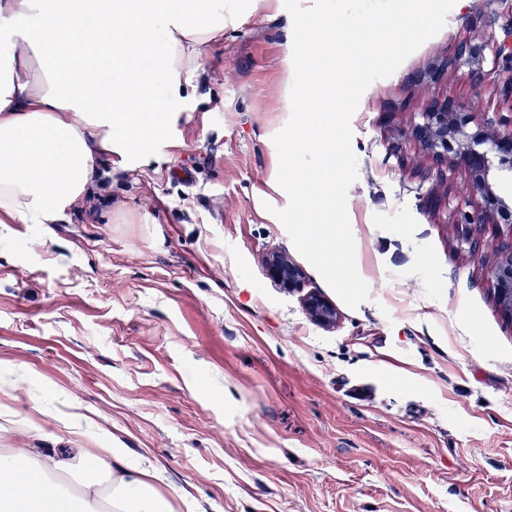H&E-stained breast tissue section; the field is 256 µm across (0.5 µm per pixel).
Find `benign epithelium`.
Segmentation results:
<instances>
[{"label":"benign epithelium","instance_id":"7a95c632","mask_svg":"<svg viewBox=\"0 0 512 512\" xmlns=\"http://www.w3.org/2000/svg\"><path fill=\"white\" fill-rule=\"evenodd\" d=\"M501 31V37L491 45L468 37L455 42L451 53L428 78L437 83L448 78L449 72L466 66L467 85L429 99L422 122L410 126L405 135L420 145L439 173L458 168L468 173L472 194L479 201L465 200L455 209L452 224L460 244L478 253L486 244L487 227L506 228L507 234L499 236L496 243L488 276L501 313L512 320V194L498 192L500 182H512V129L502 130L493 120L469 111L470 95L486 82L483 62L487 49L498 72L497 94L512 103V17L502 24ZM264 264L281 288L300 292L305 287L304 269L287 253L272 251ZM301 302L315 324L336 326V307L321 293L310 290L302 295Z\"/></svg>","mask_w":512,"mask_h":512}]
</instances>
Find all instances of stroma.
Returning <instances> with one entry per match:
<instances>
[{
  "mask_svg": "<svg viewBox=\"0 0 512 512\" xmlns=\"http://www.w3.org/2000/svg\"><path fill=\"white\" fill-rule=\"evenodd\" d=\"M456 0L443 29L350 119L347 212L370 298L306 289L338 321L310 320L263 259L300 253L274 209L273 142L291 114L284 0H223L224 39L192 78L217 109L188 111L150 165L99 157L56 224L0 230V448H99L154 465L197 512H512V321L487 248L451 224L472 196L440 180L404 135L463 72L427 74L470 35L501 34L512 0ZM449 183L441 206L431 189ZM89 418L77 429L67 415Z\"/></svg>",
  "mask_w": 512,
  "mask_h": 512,
  "instance_id": "1",
  "label": "stroma"
}]
</instances>
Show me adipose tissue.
<instances>
[{
  "label": "adipose tissue",
  "mask_w": 512,
  "mask_h": 512,
  "mask_svg": "<svg viewBox=\"0 0 512 512\" xmlns=\"http://www.w3.org/2000/svg\"><path fill=\"white\" fill-rule=\"evenodd\" d=\"M223 34L222 0H0V224L60 221L98 155L148 163ZM157 479L116 447L0 448V512H177Z\"/></svg>",
  "instance_id": "adipose-tissue-1"
}]
</instances>
